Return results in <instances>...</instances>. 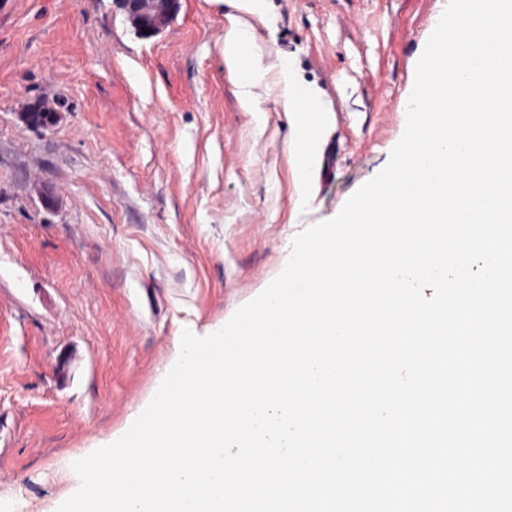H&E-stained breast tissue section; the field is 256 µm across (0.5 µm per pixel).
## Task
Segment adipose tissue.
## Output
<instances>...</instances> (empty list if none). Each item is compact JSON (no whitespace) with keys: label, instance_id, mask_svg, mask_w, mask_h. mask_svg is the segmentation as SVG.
Segmentation results:
<instances>
[{"label":"adipose tissue","instance_id":"1","mask_svg":"<svg viewBox=\"0 0 512 512\" xmlns=\"http://www.w3.org/2000/svg\"><path fill=\"white\" fill-rule=\"evenodd\" d=\"M234 14L228 15L229 27L224 35V65L241 87L240 103L244 110L257 111L258 105L251 93L252 87L263 79L266 69L259 59H247L246 52L252 38L250 25L243 14L264 16L266 0H231ZM278 104L288 112L298 129V173L300 181H307L317 157L319 132L324 114L315 105L314 94L293 76L288 62H281L278 78Z\"/></svg>","mask_w":512,"mask_h":512}]
</instances>
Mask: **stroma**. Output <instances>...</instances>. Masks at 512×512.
Segmentation results:
<instances>
[{"mask_svg":"<svg viewBox=\"0 0 512 512\" xmlns=\"http://www.w3.org/2000/svg\"><path fill=\"white\" fill-rule=\"evenodd\" d=\"M447 0H268L248 55L288 60L327 122L305 198L274 76L239 103L225 0L138 35L113 0H0V512H57L180 355L284 269L406 126ZM64 101L50 129L20 119Z\"/></svg>","mask_w":512,"mask_h":512,"instance_id":"stroma-1","label":"stroma"}]
</instances>
